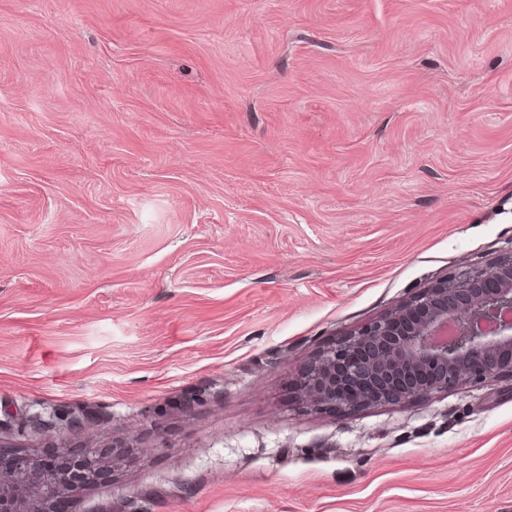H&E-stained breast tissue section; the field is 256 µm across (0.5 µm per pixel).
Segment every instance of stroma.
<instances>
[{"label": "stroma", "instance_id": "stroma-1", "mask_svg": "<svg viewBox=\"0 0 512 512\" xmlns=\"http://www.w3.org/2000/svg\"><path fill=\"white\" fill-rule=\"evenodd\" d=\"M512 251V0H0V452L66 512H512V381L300 366ZM91 456L72 462L36 460L18 453L0 467L1 512H56L57 503L84 489L112 463L108 449L94 448Z\"/></svg>", "mask_w": 512, "mask_h": 512}]
</instances>
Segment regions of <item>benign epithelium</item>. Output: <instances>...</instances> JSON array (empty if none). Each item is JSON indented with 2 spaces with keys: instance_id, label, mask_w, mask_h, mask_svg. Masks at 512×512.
Instances as JSON below:
<instances>
[{
  "instance_id": "obj_1",
  "label": "benign epithelium",
  "mask_w": 512,
  "mask_h": 512,
  "mask_svg": "<svg viewBox=\"0 0 512 512\" xmlns=\"http://www.w3.org/2000/svg\"><path fill=\"white\" fill-rule=\"evenodd\" d=\"M502 378L512 380V251L432 282L300 368L303 397L339 412ZM111 462L104 448L72 462L18 453L0 467V512H54Z\"/></svg>"
}]
</instances>
